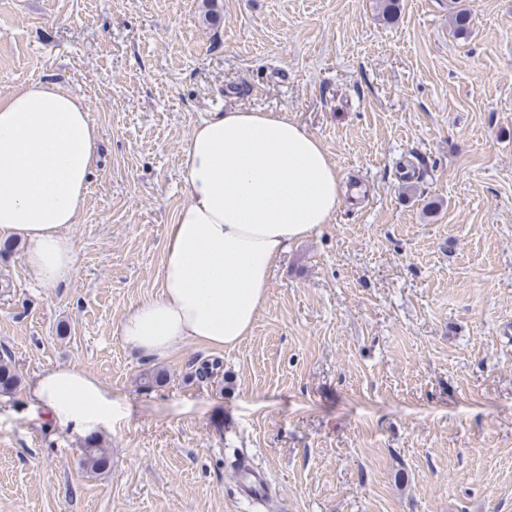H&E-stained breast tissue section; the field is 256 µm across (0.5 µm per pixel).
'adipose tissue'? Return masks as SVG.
Segmentation results:
<instances>
[{
  "instance_id": "adipose-tissue-1",
  "label": "adipose tissue",
  "mask_w": 512,
  "mask_h": 512,
  "mask_svg": "<svg viewBox=\"0 0 512 512\" xmlns=\"http://www.w3.org/2000/svg\"><path fill=\"white\" fill-rule=\"evenodd\" d=\"M97 144L88 104L60 87L33 83L0 98V238L24 242L38 285L56 286L74 269L64 229L77 221ZM182 167L187 202L167 230L161 290L119 327L147 358L188 340L238 346L267 301L277 262L328 223L344 193L319 140L275 112L209 113ZM31 397L83 432L110 425L115 412L111 390L72 367L41 373Z\"/></svg>"
}]
</instances>
